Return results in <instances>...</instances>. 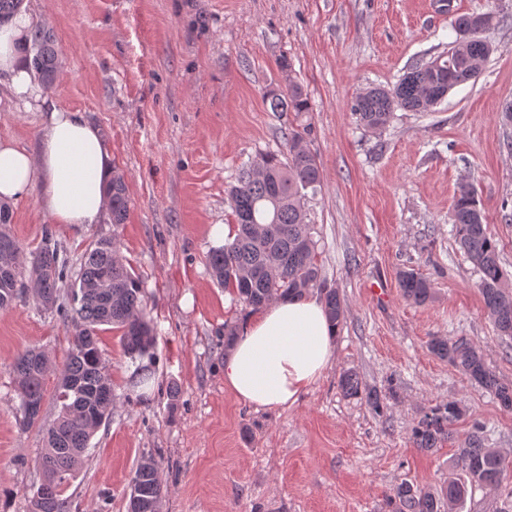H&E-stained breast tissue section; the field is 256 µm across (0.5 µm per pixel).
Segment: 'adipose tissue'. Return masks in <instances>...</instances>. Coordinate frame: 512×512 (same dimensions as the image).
I'll return each mask as SVG.
<instances>
[{
  "mask_svg": "<svg viewBox=\"0 0 512 512\" xmlns=\"http://www.w3.org/2000/svg\"><path fill=\"white\" fill-rule=\"evenodd\" d=\"M30 24L17 14L0 28V73L12 94L45 112L37 152L0 140V200L41 190V205L58 224H97L107 211L112 158L99 129L78 111L58 108L21 62L17 44ZM335 331L312 298L278 300L244 326L224 360V385L257 408L293 405L322 376L334 355Z\"/></svg>",
  "mask_w": 512,
  "mask_h": 512,
  "instance_id": "adipose-tissue-1",
  "label": "adipose tissue"
}]
</instances>
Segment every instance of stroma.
Wrapping results in <instances>:
<instances>
[{
	"mask_svg": "<svg viewBox=\"0 0 512 512\" xmlns=\"http://www.w3.org/2000/svg\"><path fill=\"white\" fill-rule=\"evenodd\" d=\"M62 67L45 95L84 113L103 135L128 187L126 223L52 224L39 191L12 202L11 231L31 262L52 225L70 263L98 240L142 279L155 334V386H134L119 333L99 347L112 379L108 419L91 439L66 495L70 512H127L129 482L154 456L160 512H391L401 481L435 489L453 471L456 442L419 450L410 429L422 411L452 401L467 432L486 424L490 447L512 459V409L430 352L438 336L480 345L512 385V338L499 335L480 274L452 231L457 186L482 204L500 264L512 273V0H24ZM493 12V52L481 75L425 112L396 110L378 135L351 110L361 93L396 85L411 65L445 54L454 19ZM297 84L307 112L272 111L269 90ZM45 115L0 83V139L36 151ZM308 129L321 181L304 206L316 262L339 291L345 318L322 377L292 406L258 409L224 387V327L251 309L208 267L214 225L233 227L226 190L262 154L286 155L288 130ZM433 281L431 302L407 301L401 269ZM385 291L376 300L372 288ZM73 330L26 294L0 309V512H29L41 480L38 428L19 425L16 355L43 350L44 422ZM356 372L363 394L339 385ZM379 396L374 411L368 394Z\"/></svg>",
	"mask_w": 512,
	"mask_h": 512,
	"instance_id": "1",
	"label": "stroma"
}]
</instances>
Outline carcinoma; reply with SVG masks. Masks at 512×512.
Here are the masks:
<instances>
[{"instance_id": "cac0c4a2", "label": "carcinoma", "mask_w": 512, "mask_h": 512, "mask_svg": "<svg viewBox=\"0 0 512 512\" xmlns=\"http://www.w3.org/2000/svg\"><path fill=\"white\" fill-rule=\"evenodd\" d=\"M23 3L24 0H0V25L9 22ZM494 20L491 12L457 17L454 26L458 38L447 54L412 66L391 89L372 88L355 98L351 111L358 122L379 134L395 110L426 111L453 88L477 79L493 49L473 29L480 26L486 30ZM22 50L38 79L47 87L53 85L61 60L52 34L40 27L32 29ZM267 100L275 112L310 110L307 95L296 84L286 94L270 91ZM286 140L285 159L275 154L259 156L238 177L237 184L228 189L236 233L223 248L210 252L208 265L217 284L253 310L278 299H301L314 291L328 322L335 327L344 318V306L338 290L322 277L315 262L317 241L306 223L303 202V190L320 183L319 165L304 133L293 130ZM105 193L112 223H125L129 199L124 177L112 172ZM11 221L10 206L0 202L1 310L9 308L24 293L21 247L8 228ZM451 221L461 247L481 274L479 288L487 316L502 335L512 337V280L500 265L498 243L483 224V211L472 184L459 185ZM31 276L35 298L55 309L62 321L73 328L74 336L55 394L56 419L46 425L42 417L29 413L25 403L19 406L20 427L39 428L45 445L40 458L43 478L30 503L32 512H68L66 487L112 405V383L97 333L102 326L121 332L123 353L135 364L136 383L143 390L154 387V377L143 360L152 356L155 337L153 327L143 316V283L117 258L112 239H101L85 251L74 273L67 259L60 257L53 229L47 225L33 257ZM398 283L404 298L414 304L424 305L433 299L431 281L412 270L399 272ZM428 348L512 409V388L499 382L486 364L481 346L464 338L433 337ZM13 371L19 389L30 401L44 400V381L50 366L42 351L28 348L19 353ZM462 412L457 402L424 412L411 428L416 447L428 452L451 440V426ZM486 436V426L473 422L456 457L462 478L450 477L448 484L435 491L404 481L394 491L393 512H459L465 484L500 486L512 472V461L499 450L486 447ZM161 497L158 465L153 457H144L131 478L129 512H159Z\"/></svg>"}]
</instances>
